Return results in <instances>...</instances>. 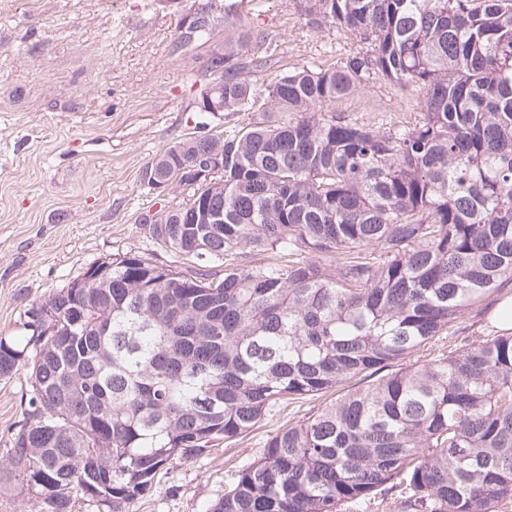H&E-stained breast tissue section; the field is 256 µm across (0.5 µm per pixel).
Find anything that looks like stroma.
Here are the masks:
<instances>
[{
	"instance_id": "35a3bbf8",
	"label": "stroma",
	"mask_w": 512,
	"mask_h": 512,
	"mask_svg": "<svg viewBox=\"0 0 512 512\" xmlns=\"http://www.w3.org/2000/svg\"><path fill=\"white\" fill-rule=\"evenodd\" d=\"M195 0H0V334L23 335L26 311L91 265L137 255L185 272L194 264L158 243L149 226L185 205L175 186L157 194L141 174L176 141L240 128L255 112H201L198 92L223 34L178 49ZM305 0H237L249 26L266 29L261 53L285 68L342 65L350 42L333 26L313 32ZM332 111L361 125L404 122L410 91L375 82ZM490 316L466 315L416 353L425 362L495 335ZM27 376H0V461L21 418ZM336 398L283 402L247 434L162 468L128 512H210L271 437Z\"/></svg>"
}]
</instances>
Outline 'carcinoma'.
<instances>
[{"mask_svg":"<svg viewBox=\"0 0 512 512\" xmlns=\"http://www.w3.org/2000/svg\"><path fill=\"white\" fill-rule=\"evenodd\" d=\"M309 24L361 45L343 66L266 79L268 33L231 8L209 58L224 111L285 113L190 137L146 165L178 179L224 152L223 184L190 197L222 224L150 226L195 260L137 255L109 287L82 275L33 304L28 338L0 336V376L28 387L0 479L36 512H126L157 471L249 432L278 403L365 376L273 436L210 512H341L389 484V512H499L512 500V332L423 364L405 361L512 282V0H307ZM380 81L418 96L384 128L326 111ZM241 249L284 256L206 268ZM336 256L325 266L296 254Z\"/></svg>","mask_w":512,"mask_h":512,"instance_id":"carcinoma-1","label":"carcinoma"}]
</instances>
